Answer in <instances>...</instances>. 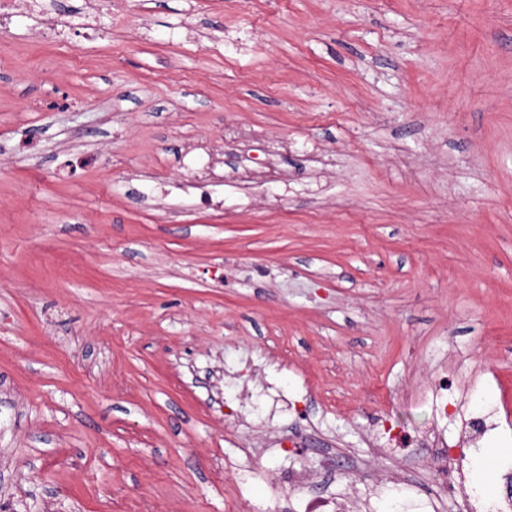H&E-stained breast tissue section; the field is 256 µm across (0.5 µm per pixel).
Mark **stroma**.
<instances>
[{
    "label": "stroma",
    "mask_w": 512,
    "mask_h": 512,
    "mask_svg": "<svg viewBox=\"0 0 512 512\" xmlns=\"http://www.w3.org/2000/svg\"><path fill=\"white\" fill-rule=\"evenodd\" d=\"M86 2L0 45V512H299L275 442L302 435L341 465L315 491L361 489L367 459L409 479L366 512L502 500L512 0ZM213 146L218 207L145 194ZM476 412L441 487L425 437ZM383 422L408 443L374 459Z\"/></svg>",
    "instance_id": "35a3bbf8"
}]
</instances>
